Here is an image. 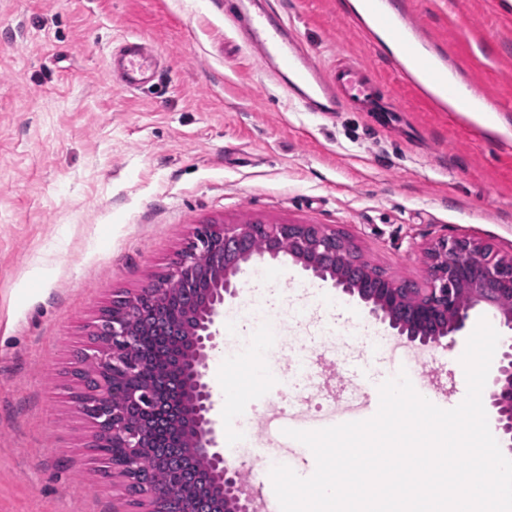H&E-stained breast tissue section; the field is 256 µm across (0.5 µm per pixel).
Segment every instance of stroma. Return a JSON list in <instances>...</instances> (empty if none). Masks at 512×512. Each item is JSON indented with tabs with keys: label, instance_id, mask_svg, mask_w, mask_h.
<instances>
[{
	"label": "stroma",
	"instance_id": "obj_1",
	"mask_svg": "<svg viewBox=\"0 0 512 512\" xmlns=\"http://www.w3.org/2000/svg\"><path fill=\"white\" fill-rule=\"evenodd\" d=\"M486 104L431 105L339 0H245L291 25L311 58L374 69L394 113L307 112L243 47L233 0H0V512H145L123 478H103L94 427L71 399L76 355L102 310L162 277L203 224H320L400 284L423 288L426 250L467 238L512 255V0H391ZM127 38L150 43L158 72L128 91L109 67ZM292 262L243 266L225 314L268 301L275 346L251 326H221L207 379L224 457L270 484L279 449L254 420L248 453L239 420L279 412L288 391L259 367L289 372L304 329L288 288ZM321 322L387 335L363 307L318 282ZM438 347L418 350L432 402L467 383ZM344 376L370 389L400 364L358 351ZM235 393L225 396V386Z\"/></svg>",
	"mask_w": 512,
	"mask_h": 512
}]
</instances>
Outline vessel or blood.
Instances as JSON below:
<instances>
[{"instance_id":"b4317fda","label":"vessel or blood","mask_w":512,"mask_h":512,"mask_svg":"<svg viewBox=\"0 0 512 512\" xmlns=\"http://www.w3.org/2000/svg\"><path fill=\"white\" fill-rule=\"evenodd\" d=\"M374 29L401 45L411 65V77L421 79L438 91H450L446 63L438 55L424 53L418 46L413 26L404 14L391 13L387 0H369ZM248 50L263 63L276 62L283 66L282 82L296 93L306 110L340 112L348 108L374 111L379 106L373 75L366 66L340 62L330 70H322L301 50L297 42L287 37L273 24L268 15H254L249 24ZM112 69L120 75L121 84L136 89L155 74L150 46L139 39L125 40L120 53L111 57Z\"/></svg>"}]
</instances>
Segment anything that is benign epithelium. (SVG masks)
I'll list each match as a JSON object with an SVG mask.
<instances>
[{
  "mask_svg": "<svg viewBox=\"0 0 512 512\" xmlns=\"http://www.w3.org/2000/svg\"><path fill=\"white\" fill-rule=\"evenodd\" d=\"M261 237L262 249L252 246ZM288 240L289 249H282ZM224 253V261L204 266L206 251ZM480 256L482 261L473 262ZM288 256L304 271L323 281H332L342 292L356 296L369 314L406 337L411 345L442 346L461 331L478 309H492L500 325L512 331V311L501 307V299L512 297V256L499 255L490 246L469 239H441L427 249V287L404 288L380 271L362 262L355 249L338 233L320 224H206L195 240L156 283L133 296L118 297L112 304L128 303L142 308L155 303L173 278L188 281L204 277L209 284L202 300L188 310L192 327L189 348L170 366L176 390L159 396L151 389L127 388L125 405L109 406L104 389L91 393L100 407L95 421L98 429L112 437V447L128 449L127 464L120 476L136 478L143 454L154 446L153 434L169 422L190 430L195 446L186 451L210 461L209 489L222 499L224 512H252L251 499L244 496L240 471L230 467L219 448V432L213 419L215 400L206 380L209 351L215 347L224 302L237 296L235 277L242 265L255 259L277 260ZM100 333L106 336L104 349L95 359L113 374L130 379L139 369L131 342L134 332L126 324L100 318ZM489 405L496 412L501 451L512 454V344L503 351L488 385ZM140 405L156 412L133 425L126 407Z\"/></svg>",
  "mask_w": 512,
  "mask_h": 512,
  "instance_id": "7a95c632",
  "label": "benign epithelium"
}]
</instances>
